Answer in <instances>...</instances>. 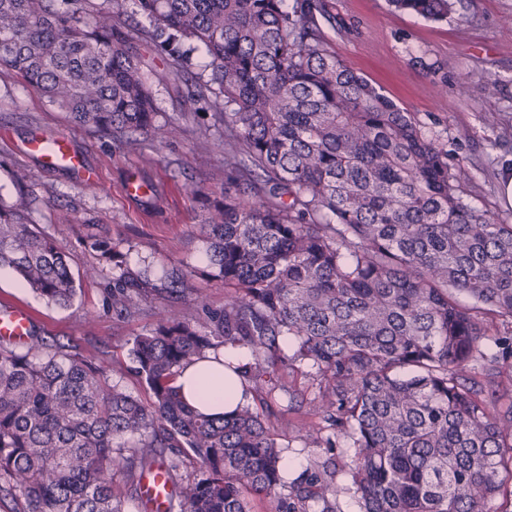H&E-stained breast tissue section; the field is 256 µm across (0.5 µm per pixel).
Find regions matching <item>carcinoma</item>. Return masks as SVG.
I'll use <instances>...</instances> for the list:
<instances>
[{
	"instance_id": "obj_1",
	"label": "carcinoma",
	"mask_w": 512,
	"mask_h": 512,
	"mask_svg": "<svg viewBox=\"0 0 512 512\" xmlns=\"http://www.w3.org/2000/svg\"><path fill=\"white\" fill-rule=\"evenodd\" d=\"M388 2L442 20L456 0ZM321 18L323 0H0V66L131 147L180 133L157 110L137 43L165 57L160 82L203 51L197 98L224 125L226 167L250 176L207 200V263L181 277L130 261L121 240L85 239L98 259L85 276L108 279L112 314L156 316L129 349L149 401L34 326L22 342L0 338V494L22 512H125L156 467L179 512H252L255 495L272 512H338L329 498L344 493L360 512H512V404L482 398L471 375L480 360L512 367V224L465 200V167L329 50ZM4 266L51 303L77 294L69 257L31 225L22 194L0 200ZM193 278L223 280L224 307ZM223 346L250 352L238 371L251 401L211 418L175 382ZM302 366L318 381L326 447L354 453L315 461L291 486L288 424L252 402L295 398L288 375Z\"/></svg>"
}]
</instances>
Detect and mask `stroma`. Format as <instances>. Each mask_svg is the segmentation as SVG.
Instances as JSON below:
<instances>
[{
    "instance_id": "obj_1",
    "label": "stroma",
    "mask_w": 512,
    "mask_h": 512,
    "mask_svg": "<svg viewBox=\"0 0 512 512\" xmlns=\"http://www.w3.org/2000/svg\"><path fill=\"white\" fill-rule=\"evenodd\" d=\"M324 2L331 19L322 30L331 50L404 111L416 113L449 162L464 163L471 205L512 224V210L502 208L497 197L501 166L512 158V0H463L440 21L394 10L386 0ZM194 89L184 80L156 86L159 111L183 132L165 147L134 152L75 125L12 71L0 69V199L27 195L31 222L69 254L79 279L72 305L59 307L17 287L16 275L1 268L0 303L28 308L46 336L104 362L112 380L144 401L149 392L132 370L128 349L154 318L148 312L124 320L113 315L105 281L80 277L94 260L82 241L90 234L123 239L133 247L131 259L149 257L161 271L203 266L202 199L224 192V128L205 102L188 104ZM61 133L84 170L98 172L96 185L84 184L81 172L43 168L26 154L33 136ZM19 169L29 174L21 185L12 178ZM289 382L299 405L289 406L287 396L279 395L264 405L265 417L274 422L285 414L298 425H321V417L308 416L304 407L317 393L311 379L298 373Z\"/></svg>"
}]
</instances>
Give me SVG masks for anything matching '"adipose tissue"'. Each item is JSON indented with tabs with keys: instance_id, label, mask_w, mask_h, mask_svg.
I'll use <instances>...</instances> for the list:
<instances>
[{
	"instance_id": "ef3b65f1",
	"label": "adipose tissue",
	"mask_w": 512,
	"mask_h": 512,
	"mask_svg": "<svg viewBox=\"0 0 512 512\" xmlns=\"http://www.w3.org/2000/svg\"><path fill=\"white\" fill-rule=\"evenodd\" d=\"M245 359V350L220 348L217 359L203 358L185 367L176 384L189 405L207 414L222 415L243 397L241 382L232 368Z\"/></svg>"
}]
</instances>
